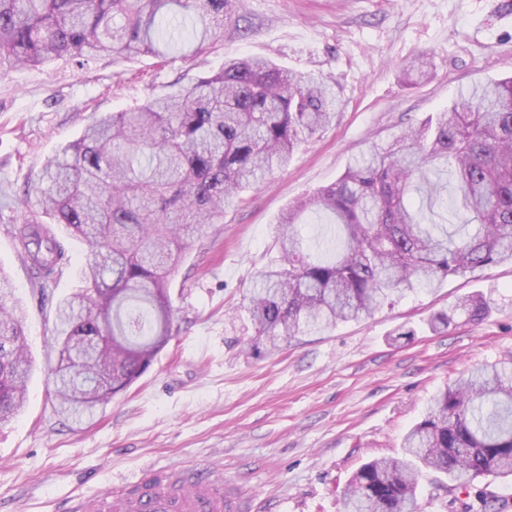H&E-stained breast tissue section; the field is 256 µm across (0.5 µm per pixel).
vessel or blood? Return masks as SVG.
I'll return each instance as SVG.
<instances>
[{
  "instance_id": "obj_1",
  "label": "vessel or blood",
  "mask_w": 512,
  "mask_h": 512,
  "mask_svg": "<svg viewBox=\"0 0 512 512\" xmlns=\"http://www.w3.org/2000/svg\"><path fill=\"white\" fill-rule=\"evenodd\" d=\"M244 499L210 467L133 476L124 486L77 499L69 512H245Z\"/></svg>"
}]
</instances>
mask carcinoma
<instances>
[{
    "instance_id": "obj_1",
    "label": "carcinoma",
    "mask_w": 512,
    "mask_h": 512,
    "mask_svg": "<svg viewBox=\"0 0 512 512\" xmlns=\"http://www.w3.org/2000/svg\"><path fill=\"white\" fill-rule=\"evenodd\" d=\"M239 24L234 0H0V74L65 58L82 67L99 54L158 55L160 47ZM323 79L260 58H232L215 74L132 110L112 112L48 159L29 191L38 209L11 230L42 288L65 251L47 218L79 237L84 287L58 302L55 397L82 416L128 389L171 336L168 284L183 236L214 224L224 208L336 117ZM470 218L450 234L425 223L416 193L433 208L446 185ZM336 224V256L314 258L296 229L303 214ZM276 259L255 275L248 310L267 350L312 331L373 315L394 298L448 277L512 263V77L475 84L448 109L355 156L335 183L278 218ZM0 269V425L21 412L31 365ZM477 297L439 313L443 332L461 314L479 321ZM402 455L363 464L343 491L346 512H419L424 473L445 494L479 478L512 476V357L447 387L401 443Z\"/></svg>"
}]
</instances>
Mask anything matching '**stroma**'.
<instances>
[{"label":"stroma","mask_w":512,"mask_h":512,"mask_svg":"<svg viewBox=\"0 0 512 512\" xmlns=\"http://www.w3.org/2000/svg\"><path fill=\"white\" fill-rule=\"evenodd\" d=\"M245 30L225 25L197 52L59 60L0 75V269L13 279L32 372L23 413L0 426V512H65L81 496L144 470L223 468L248 512H344L341 492L365 462L397 455L404 433L460 373L512 355V264L408 293L373 316L253 352L246 292L274 255L289 204L335 182L372 142L442 111L463 87L512 76V0H236ZM432 59L428 79L402 72ZM265 57L321 74L340 102L333 122L186 242L169 293L173 333L152 366L93 417L60 414L47 343L55 305L81 286L87 248L55 227L67 261L47 290L9 232L37 198L27 188L49 157L95 118L217 72L225 57ZM484 297L483 320L431 318ZM437 475L421 512H465Z\"/></svg>","instance_id":"obj_1"}]
</instances>
